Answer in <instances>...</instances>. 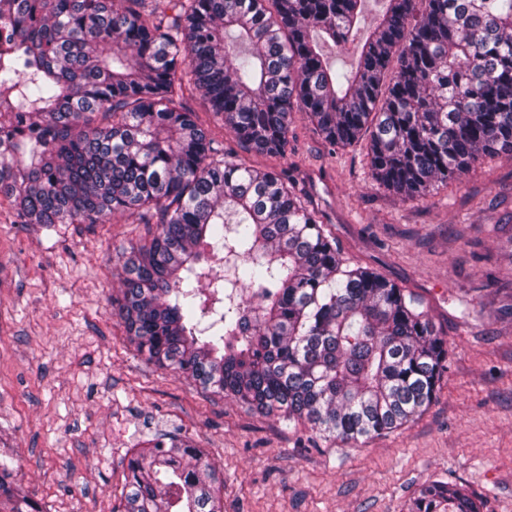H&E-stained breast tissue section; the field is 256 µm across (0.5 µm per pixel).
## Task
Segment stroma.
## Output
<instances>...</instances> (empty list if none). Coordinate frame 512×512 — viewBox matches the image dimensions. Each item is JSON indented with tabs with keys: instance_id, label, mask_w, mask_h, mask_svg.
<instances>
[{
	"instance_id": "obj_1",
	"label": "stroma",
	"mask_w": 512,
	"mask_h": 512,
	"mask_svg": "<svg viewBox=\"0 0 512 512\" xmlns=\"http://www.w3.org/2000/svg\"><path fill=\"white\" fill-rule=\"evenodd\" d=\"M365 142L331 149L302 113L287 171L350 266L422 300L448 370L414 423L348 447L254 414L129 343L111 298L138 214L46 231L0 200V461L47 512H112L133 451L180 434L224 480V512H408L441 479L512 512V156L404 202L372 180Z\"/></svg>"
}]
</instances>
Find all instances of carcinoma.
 <instances>
[{
    "label": "carcinoma",
    "instance_id": "obj_1",
    "mask_svg": "<svg viewBox=\"0 0 512 512\" xmlns=\"http://www.w3.org/2000/svg\"><path fill=\"white\" fill-rule=\"evenodd\" d=\"M0 0V198L15 223L110 224L117 311L158 366L344 444L435 398L448 342L422 303L350 267L287 176L220 153L200 96L241 145L288 152L292 114L331 146L369 136L372 176L421 200L512 154V0ZM351 45L336 68L326 48ZM232 268L228 276L213 265ZM188 438L128 460L113 512H223ZM0 512H42L0 472ZM413 512H479L434 481Z\"/></svg>",
    "mask_w": 512,
    "mask_h": 512
}]
</instances>
